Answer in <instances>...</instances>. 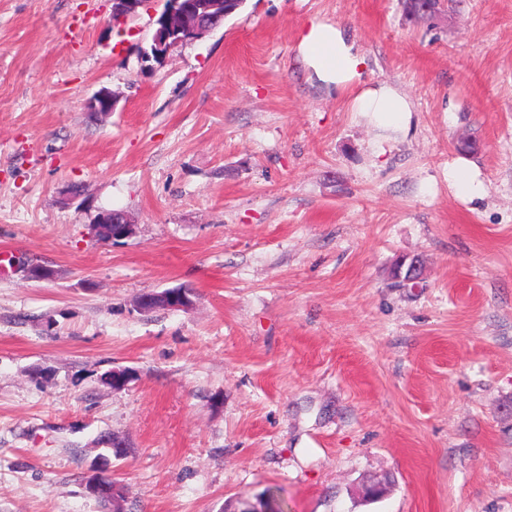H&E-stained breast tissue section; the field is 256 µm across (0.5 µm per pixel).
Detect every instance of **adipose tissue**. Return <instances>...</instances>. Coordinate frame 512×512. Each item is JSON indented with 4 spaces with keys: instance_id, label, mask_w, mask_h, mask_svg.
Instances as JSON below:
<instances>
[{
    "instance_id": "ef3b65f1",
    "label": "adipose tissue",
    "mask_w": 512,
    "mask_h": 512,
    "mask_svg": "<svg viewBox=\"0 0 512 512\" xmlns=\"http://www.w3.org/2000/svg\"><path fill=\"white\" fill-rule=\"evenodd\" d=\"M297 54L310 80L327 92L356 89L351 103L355 112L371 113L383 127L406 124L412 105L395 86L366 77V60L354 34L339 23L314 17L297 36Z\"/></svg>"
}]
</instances>
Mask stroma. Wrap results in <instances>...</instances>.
Returning a JSON list of instances; mask_svg holds the SVG:
<instances>
[{"label": "stroma", "instance_id": "stroma-1", "mask_svg": "<svg viewBox=\"0 0 512 512\" xmlns=\"http://www.w3.org/2000/svg\"><path fill=\"white\" fill-rule=\"evenodd\" d=\"M163 8L0 0V512H102L108 433L128 512H512V0H245L145 67ZM315 16L408 95L404 129L308 81ZM103 208L134 235L98 240ZM448 180L452 182L459 193L470 201L481 200L485 194L483 186L475 182L471 173L462 167L448 170ZM137 304L138 308L144 312L156 307L185 310L191 306V299L185 292L147 293L139 297ZM103 452L98 453L85 476L84 492L96 501L107 502L109 512H124V489L112 481V466L115 460L123 459L122 448L102 445Z\"/></svg>", "mask_w": 512, "mask_h": 512}]
</instances>
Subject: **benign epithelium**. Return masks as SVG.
Here are the masks:
<instances>
[{
	"mask_svg": "<svg viewBox=\"0 0 512 512\" xmlns=\"http://www.w3.org/2000/svg\"><path fill=\"white\" fill-rule=\"evenodd\" d=\"M146 0H113L112 13L123 20L137 12ZM241 3V0H165L163 12L156 20V28L149 49L140 50V59L147 63L160 61L174 48L204 36L220 27L225 18ZM117 96L109 91L98 93L88 104L92 112H111ZM99 224L108 225L111 240L117 241L132 236L134 224L123 211H101L95 216ZM191 299L182 292L147 293L138 299V308L150 311L156 307L185 310ZM134 373L127 368L111 370L109 386L120 390L128 386ZM122 459V449L106 446L99 453L85 476L84 492L97 501L107 502L109 512H124V489L112 480L114 461Z\"/></svg>",
	"mask_w": 512,
	"mask_h": 512,
	"instance_id": "7a95c632",
	"label": "benign epithelium"
}]
</instances>
